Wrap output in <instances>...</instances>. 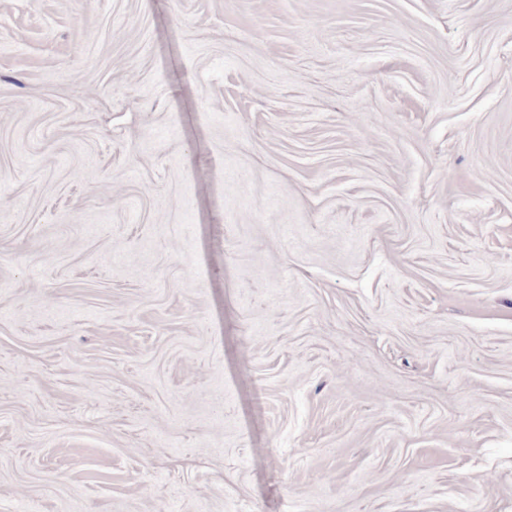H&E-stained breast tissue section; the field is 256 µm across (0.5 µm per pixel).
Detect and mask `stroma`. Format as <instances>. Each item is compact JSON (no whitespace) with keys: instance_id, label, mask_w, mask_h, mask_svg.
Returning a JSON list of instances; mask_svg holds the SVG:
<instances>
[{"instance_id":"obj_1","label":"stroma","mask_w":512,"mask_h":512,"mask_svg":"<svg viewBox=\"0 0 512 512\" xmlns=\"http://www.w3.org/2000/svg\"><path fill=\"white\" fill-rule=\"evenodd\" d=\"M0 512H512V0H0Z\"/></svg>"}]
</instances>
